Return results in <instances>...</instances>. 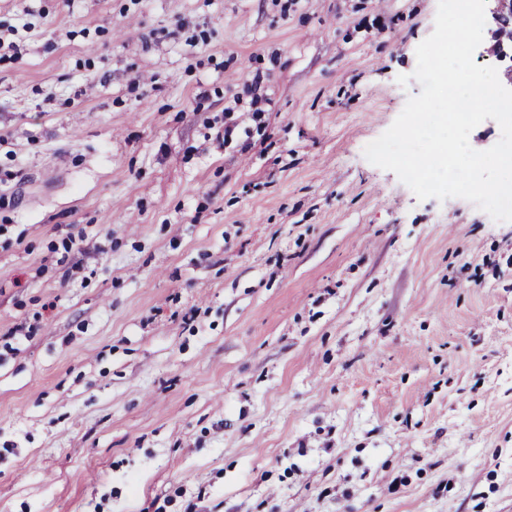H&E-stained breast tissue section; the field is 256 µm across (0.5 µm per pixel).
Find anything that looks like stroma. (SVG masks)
Returning a JSON list of instances; mask_svg holds the SVG:
<instances>
[{
    "label": "stroma",
    "instance_id": "stroma-1",
    "mask_svg": "<svg viewBox=\"0 0 512 512\" xmlns=\"http://www.w3.org/2000/svg\"><path fill=\"white\" fill-rule=\"evenodd\" d=\"M436 12L0 0V512H512V222L364 156Z\"/></svg>",
    "mask_w": 512,
    "mask_h": 512
}]
</instances>
